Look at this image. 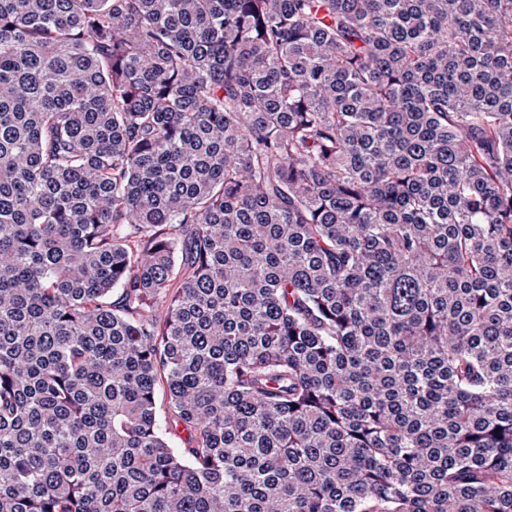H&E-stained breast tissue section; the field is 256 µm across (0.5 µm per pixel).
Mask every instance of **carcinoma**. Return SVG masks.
Masks as SVG:
<instances>
[{"label": "carcinoma", "instance_id": "obj_1", "mask_svg": "<svg viewBox=\"0 0 512 512\" xmlns=\"http://www.w3.org/2000/svg\"><path fill=\"white\" fill-rule=\"evenodd\" d=\"M0 512H512V0H0Z\"/></svg>", "mask_w": 512, "mask_h": 512}]
</instances>
